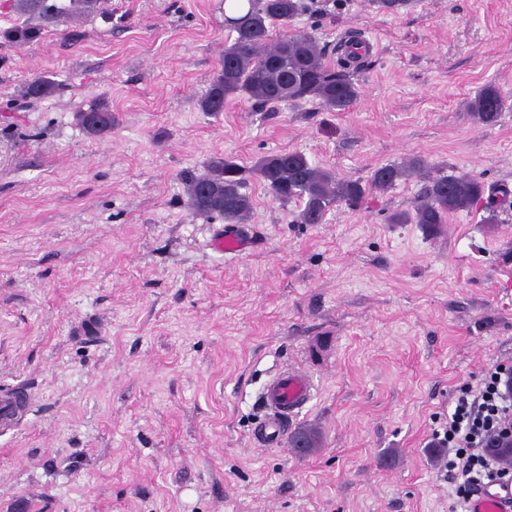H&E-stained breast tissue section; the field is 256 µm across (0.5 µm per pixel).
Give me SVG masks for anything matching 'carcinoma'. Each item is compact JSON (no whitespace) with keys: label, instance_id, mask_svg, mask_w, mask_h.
I'll list each match as a JSON object with an SVG mask.
<instances>
[{"label":"carcinoma","instance_id":"obj_1","mask_svg":"<svg viewBox=\"0 0 512 512\" xmlns=\"http://www.w3.org/2000/svg\"><path fill=\"white\" fill-rule=\"evenodd\" d=\"M102 0H69L59 6L49 0H12L13 10L26 17L21 24L0 34L13 46L35 40L41 26L38 19L53 23L62 17L82 18L95 13ZM376 7L388 14H397L411 6L412 0H374ZM303 0H257L248 12L230 20L235 38L224 48L221 70L200 98L204 112H222L232 98H244L252 109L273 112L283 102L318 101L329 112L348 109L360 94L354 75L326 63L325 50L308 34L285 35L272 40L270 28L305 11ZM56 83L41 75L26 87L27 97L41 100L51 96ZM506 109V101L498 89L489 84L480 88L468 102L474 119L486 126L496 124ZM87 133L102 134L112 129V112L98 104L79 115ZM426 165L419 157L400 164L378 167L371 178V189L385 192L403 177L420 176ZM256 177L272 198L283 205L296 204L294 222L321 224L335 206L345 203L356 207L365 195V188L356 180H343L327 169L312 164L298 151H281L260 158L246 168L232 157H215L203 172L187 179L188 206L198 215H218L229 224H241L252 210L249 177ZM485 193V185L470 175H439L427 179L422 200L414 215L396 213L393 224H422L432 235L441 233L443 224L453 213L471 210ZM291 447L312 453L320 447V436L311 428L294 433Z\"/></svg>","mask_w":512,"mask_h":512}]
</instances>
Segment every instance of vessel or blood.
I'll return each instance as SVG.
<instances>
[{"label": "vessel or blood", "instance_id": "1", "mask_svg": "<svg viewBox=\"0 0 512 512\" xmlns=\"http://www.w3.org/2000/svg\"><path fill=\"white\" fill-rule=\"evenodd\" d=\"M249 244L245 231L235 224L225 225L213 240V246L226 254H238ZM310 379L298 370L283 369L265 385L259 396L263 411L256 421L255 439L267 447L280 446L289 421L310 399ZM26 402L20 390L0 393V430L11 428ZM467 512H512V486L500 482L482 485L466 505Z\"/></svg>", "mask_w": 512, "mask_h": 512}]
</instances>
